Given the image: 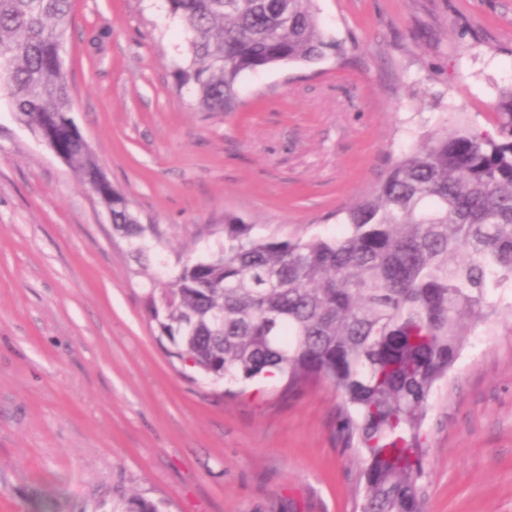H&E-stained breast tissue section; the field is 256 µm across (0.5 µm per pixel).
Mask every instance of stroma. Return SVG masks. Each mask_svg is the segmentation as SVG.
Returning <instances> with one entry per match:
<instances>
[{
	"mask_svg": "<svg viewBox=\"0 0 512 512\" xmlns=\"http://www.w3.org/2000/svg\"><path fill=\"white\" fill-rule=\"evenodd\" d=\"M341 47L245 75L200 112L165 0H73L72 116L168 265L225 221L334 232L442 118L493 130L512 84V0H315ZM107 209L0 99V512H353L361 464L319 384H225L171 357ZM428 414L425 512H512V320L477 330Z\"/></svg>",
	"mask_w": 512,
	"mask_h": 512,
	"instance_id": "1",
	"label": "stroma"
}]
</instances>
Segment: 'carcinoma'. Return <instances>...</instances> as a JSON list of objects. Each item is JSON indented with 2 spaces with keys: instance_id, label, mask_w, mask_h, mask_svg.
Returning <instances> with one entry per match:
<instances>
[{
  "instance_id": "obj_1",
  "label": "carcinoma",
  "mask_w": 512,
  "mask_h": 512,
  "mask_svg": "<svg viewBox=\"0 0 512 512\" xmlns=\"http://www.w3.org/2000/svg\"><path fill=\"white\" fill-rule=\"evenodd\" d=\"M187 34L179 88L201 112H235L250 72L313 64L338 50L314 0H166ZM71 0H0V96L34 134L48 133L112 211L137 260L162 237L112 187L71 119L59 56ZM496 133L443 119L368 194L336 214L340 231L279 239L225 222L214 247L170 271L158 259L143 297L172 356L214 381L276 378L284 396L326 383L338 432L365 466L359 512H424L426 421L438 387L475 328L512 301V86ZM118 512H160L131 496Z\"/></svg>"
}]
</instances>
